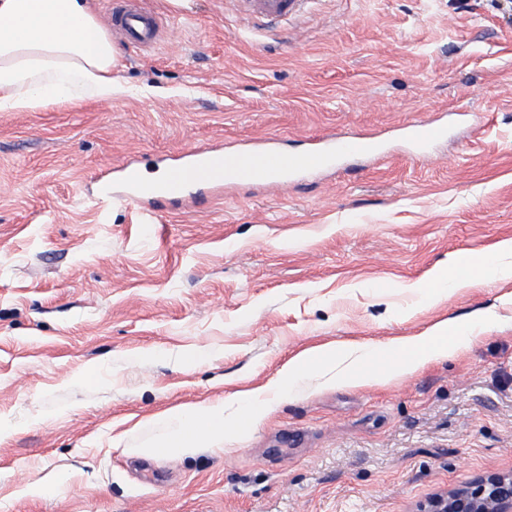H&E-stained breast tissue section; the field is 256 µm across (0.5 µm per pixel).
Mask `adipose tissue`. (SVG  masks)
<instances>
[{
  "label": "adipose tissue",
  "mask_w": 512,
  "mask_h": 512,
  "mask_svg": "<svg viewBox=\"0 0 512 512\" xmlns=\"http://www.w3.org/2000/svg\"><path fill=\"white\" fill-rule=\"evenodd\" d=\"M120 64L93 0H0V111L34 109L55 102L108 100L112 97V72ZM512 257V241L498 244L494 253L472 257L454 253L448 265L429 280L426 292L440 296L470 284L473 271L498 268ZM469 325L452 320L433 326L422 335L387 344L386 363L378 352L351 345L340 350L321 349L289 362L276 381V394L293 392L310 372L320 385L363 386L387 383L415 372L429 361L462 350L470 341ZM156 442L143 455H186L204 441L224 437V407L185 405L171 411L162 422Z\"/></svg>",
  "instance_id": "1"
}]
</instances>
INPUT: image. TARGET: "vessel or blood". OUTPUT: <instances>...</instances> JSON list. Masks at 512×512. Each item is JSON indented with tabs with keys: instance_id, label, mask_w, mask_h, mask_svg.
I'll return each instance as SVG.
<instances>
[{
	"instance_id": "obj_1",
	"label": "vessel or blood",
	"mask_w": 512,
	"mask_h": 512,
	"mask_svg": "<svg viewBox=\"0 0 512 512\" xmlns=\"http://www.w3.org/2000/svg\"><path fill=\"white\" fill-rule=\"evenodd\" d=\"M247 15L257 24L275 27L295 15L301 0H241ZM112 24L121 29L127 43L151 45L160 37L161 25L153 14L127 6L125 0H114ZM448 130L440 124L412 125L411 138L426 146L446 138ZM376 145L363 138L331 137L319 139L303 154L290 157L273 147L270 141H259L240 151L211 149L186 154L171 165L161 188L144 182L139 170L131 164L122 167L124 191L119 201L136 211L143 223H153L161 204L185 205L195 192L219 191L225 184H251L281 176L309 173L332 165L339 158H379Z\"/></svg>"
}]
</instances>
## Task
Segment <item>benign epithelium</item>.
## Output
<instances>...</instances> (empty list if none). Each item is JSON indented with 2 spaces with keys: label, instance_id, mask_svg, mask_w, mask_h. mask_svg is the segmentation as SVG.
<instances>
[{
  "label": "benign epithelium",
  "instance_id": "7a95c632",
  "mask_svg": "<svg viewBox=\"0 0 512 512\" xmlns=\"http://www.w3.org/2000/svg\"><path fill=\"white\" fill-rule=\"evenodd\" d=\"M422 512H512V475L481 477L433 500Z\"/></svg>",
  "mask_w": 512,
  "mask_h": 512
}]
</instances>
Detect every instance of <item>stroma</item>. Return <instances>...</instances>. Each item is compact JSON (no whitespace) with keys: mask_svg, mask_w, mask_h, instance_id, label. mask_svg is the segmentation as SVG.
<instances>
[{"mask_svg":"<svg viewBox=\"0 0 512 512\" xmlns=\"http://www.w3.org/2000/svg\"><path fill=\"white\" fill-rule=\"evenodd\" d=\"M141 2L173 40L111 30V99L0 112V512H418L512 474V272L423 288L512 239V0H309L269 34L235 0ZM434 119L447 138L416 149L408 125ZM331 134L384 157L154 224L96 194L123 163L158 176L191 150ZM483 311L466 350L398 381H307L257 427L233 420L305 351ZM220 402L223 441L136 455L171 409Z\"/></svg>","mask_w":512,"mask_h":512,"instance_id":"35a3bbf8","label":"stroma"}]
</instances>
